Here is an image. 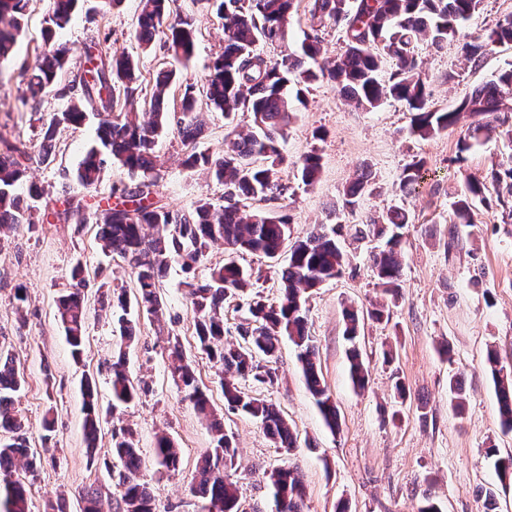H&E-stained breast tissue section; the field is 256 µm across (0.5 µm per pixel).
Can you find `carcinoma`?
<instances>
[{
	"label": "carcinoma",
	"instance_id": "carcinoma-1",
	"mask_svg": "<svg viewBox=\"0 0 512 512\" xmlns=\"http://www.w3.org/2000/svg\"><path fill=\"white\" fill-rule=\"evenodd\" d=\"M79 0H50L42 50L36 55L28 75L29 98L59 82L71 50L60 44L58 33L70 23ZM137 40L142 50L150 48L156 33L163 31L164 45L172 59L188 62L195 51L197 27L188 17L169 18V0H140ZM224 19V50L214 59L206 82L180 85L181 116L177 132L186 148L183 164L202 167L224 184V204L201 202L191 210L173 209L155 199L160 159L159 140L168 134V113L164 99L170 85L179 82L173 69L158 74L155 92L147 112H123L120 105L131 104L139 95L138 65L126 55L114 56L103 38L86 51L92 65L90 77L81 82L77 102L53 115L42 130L37 151L27 142L0 140V236H8L25 224L33 229L52 217L59 223L83 226L92 224L102 248L120 257L134 277L135 306L138 311L157 317L163 313L160 280L173 264L186 274L182 285L193 306L195 333L207 358L222 368L224 403L258 420L276 447L288 453L296 437L287 421L269 401L251 395L239 379L252 378L260 384L274 385L276 374L266 366L275 358L280 337L286 336L299 349L306 383L319 408L326 427L339 429V417L326 386L318 373L314 347L309 343L306 318V294L324 281L343 273L349 255L337 239L340 228L317 224L303 238L292 239L287 215L270 210L247 212L248 199L276 200L288 192L281 168L286 163L283 145L293 119L294 102L301 100V85L319 80L337 84L347 101L356 109L371 110L392 98L404 101L412 112L411 132L430 139L456 125L461 118L473 119L468 134L459 140L458 161L472 142L484 136L499 135L512 146V65L500 70L495 79L473 88L456 105L438 109L429 104L431 91L420 76L421 47L434 50L450 41H462L464 59L477 65L490 45L512 44V16L498 21L483 39L468 41L462 26L482 7L483 0H306L307 30L295 48H287L279 59H271L259 44L288 41L289 20L301 0H211ZM26 0H0V60L11 53L22 31L21 16ZM334 27L340 33L342 48L333 58L326 57L324 34ZM391 62L389 76L383 75L385 61ZM104 112L96 128V143L79 162L75 180L81 188H96L112 165L122 167L130 183L112 187L118 196L115 205L90 209L85 198L61 186L65 208L34 214L36 202L48 192L35 184L22 195L15 192L23 182L28 163H45L54 155L57 134L66 128L81 126L86 118L84 103ZM219 110L225 118L246 112L252 125L247 131L233 130L224 136V149L218 155L197 152L194 142L203 123L202 109ZM304 186L318 179L320 157L312 151L297 163ZM369 174L361 172L344 191L342 209L354 210L368 186ZM424 179L420 160L408 163L400 177V187L410 192ZM503 186L512 196V165L493 168L482 178L468 183V193L453 203L460 224L473 223L472 198L484 194L487 184ZM410 223L408 212L391 207L381 217H369L365 228L354 236L389 235L385 247L373 254L372 267L377 285L392 298L399 294L403 233ZM216 242L224 243L231 254L224 265L210 269L204 278L196 276L197 265ZM288 246V267L282 271L278 301L265 302L253 293V273L240 266L234 256L261 253L270 260L279 257ZM71 287L56 301L57 320L63 329L74 359H80L87 332L84 307L85 270L76 265L70 273ZM248 301L247 327L241 335L248 346L224 340L222 309L228 299ZM125 289L112 292L113 312L118 316L121 338L132 339L134 326L127 317L130 302ZM174 374L185 399L208 422L215 433V445L203 454L189 482V491L198 499L197 512H240L238 481L234 479L239 463L233 437L224 433L209 396L200 388L190 364L183 362L178 338L168 339ZM498 392L502 425L512 430V370L504 366L498 354L487 352ZM111 370L112 410L138 398L144 388L127 374L125 353L113 357ZM350 378L363 389L369 369L358 349L350 352ZM24 378L13 359L0 350V512H29L28 491L21 475L37 465L23 434L24 423L15 407V394ZM84 432L87 447H94L100 429V409L96 383L83 380ZM112 457L120 465L105 464L116 470L115 490L122 512H156L155 499L147 483L140 478L142 459L132 433L122 430L115 438ZM156 465L167 473L180 470V453L165 435L156 439ZM275 512H301L305 488L299 471L278 467L266 473Z\"/></svg>",
	"mask_w": 512,
	"mask_h": 512
}]
</instances>
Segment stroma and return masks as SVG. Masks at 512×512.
Here are the masks:
<instances>
[{"instance_id": "obj_1", "label": "stroma", "mask_w": 512, "mask_h": 512, "mask_svg": "<svg viewBox=\"0 0 512 512\" xmlns=\"http://www.w3.org/2000/svg\"><path fill=\"white\" fill-rule=\"evenodd\" d=\"M50 0H28L23 29L8 60L0 62V135L39 145L51 116L65 109L70 96L48 90L31 101L25 70L41 44V29ZM139 0H123L104 13L100 0H81L60 42L75 48L62 77L71 84L85 76L84 51L92 40L108 37L113 52L139 61V82L152 94L158 72L175 67L162 46L143 53L136 39ZM174 13L192 16L198 28L195 56L180 69L181 81L203 84L224 45V21L206 0H174ZM423 77L437 108H453L474 86L485 83L512 64V45L490 46L480 65L466 62L457 43L442 51H423ZM460 72L458 82L444 80ZM411 114L405 102L388 100L370 112L350 106L335 84L310 85L298 104L288 130L287 151L299 160L310 151L321 158L318 181L304 186L293 168L281 176L290 189L285 197L249 201L252 210L285 211L293 237L305 236L315 224L342 223L340 243L350 255L344 273L326 280L306 302L308 332L316 362L339 413L341 427L330 432L308 391L297 349L282 339L271 366L274 386L246 381L253 394L271 400L287 419L297 446L283 452L265 435L260 423L224 404L221 372L201 351L195 335L191 304L181 284L183 273L171 265L161 281L165 303L161 321L146 314L135 317L131 342H123L111 311L99 301L100 285L132 288L124 263L101 250L92 226L55 224L31 233L20 228L0 240V350L9 352L25 379L16 395L32 451L40 455L27 472L30 512H52L66 501L67 512H81L79 497L87 488L107 494L102 512H116L109 496L112 486L102 459L112 456V435L134 432L141 450L142 476L149 484L158 512H195L197 500L189 481L200 455L214 445V435L171 374L168 336L179 337L186 360L200 387L209 394L225 433L234 436L241 467L236 474L243 512H272L265 478L277 466L297 467L306 488L304 512H335L346 502L350 512H413L431 496L441 512H512V480L501 481L493 457L495 447L512 453V430L504 429L495 385L485 367L488 350L503 365L512 366V210L497 201L494 188L473 201V221H455L453 203L467 191L470 179L512 162V151L493 137L474 145L464 163H456L457 143L471 123L463 118L440 135L423 140L408 132ZM197 151L222 149L225 134L250 124L246 115L225 119L222 112L203 114ZM94 122L64 131L50 163L30 164L27 178L50 191L59 190L64 174L73 173L94 142ZM164 161L157 190L163 203L189 210L202 199L221 203L224 187L204 171L183 166L184 147L177 132L161 139ZM424 162L425 178L411 194L399 189V175L413 158ZM370 180L356 212L340 211L346 188L361 171ZM405 208L412 222L404 230L402 274L398 299L376 285L370 253L376 239L355 241V224L366 215ZM87 271V339L81 359H73L55 320V300L69 284L74 264ZM25 287L27 300L17 303L14 292ZM385 305L389 318L375 321L366 313ZM364 316L355 345L369 366V383L355 389L349 377L345 310ZM450 348L443 357L442 348ZM125 351L130 378L143 381L139 399L113 409L110 364ZM392 362H384L385 351ZM94 375L102 412L95 454H88L83 430L81 381ZM52 385H45V376ZM458 377L465 403L454 410L449 377ZM407 389L405 399L394 393L395 381ZM53 415L50 444H42L43 419ZM169 436L181 456L178 474L158 471L153 457L158 435Z\"/></svg>"}]
</instances>
